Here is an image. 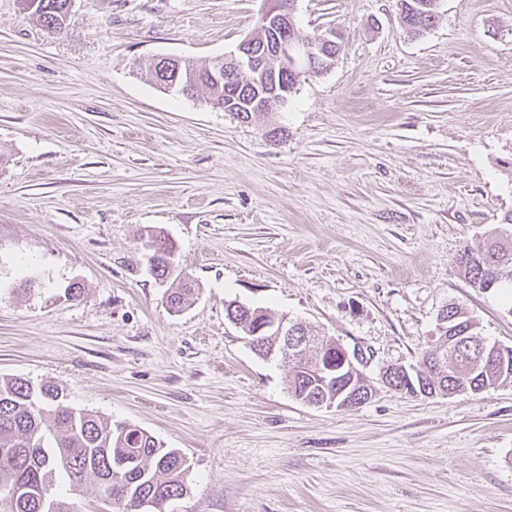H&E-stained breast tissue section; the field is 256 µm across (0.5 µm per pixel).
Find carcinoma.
Wrapping results in <instances>:
<instances>
[{
  "mask_svg": "<svg viewBox=\"0 0 512 512\" xmlns=\"http://www.w3.org/2000/svg\"><path fill=\"white\" fill-rule=\"evenodd\" d=\"M27 11L50 34L61 32L69 14V0H26ZM405 14V29L418 35L434 26L438 5L434 0H399ZM224 67V60L183 59L171 67L151 62L145 76L156 85L191 82L196 93L206 91V101L224 102V85L210 82L209 71ZM147 247L157 261V276L171 277L173 242L159 231L148 237ZM459 265L473 288H512V241L494 238L484 250L464 247ZM167 305L181 311L191 304L195 284L175 277ZM271 307L242 308L228 304L226 316L247 329ZM472 318L462 308L448 310V334L458 336ZM317 354L296 360L290 372L289 391L298 399H313L321 393L306 369ZM475 358L467 349L449 355L448 391L463 386L495 388L512 380V368L504 371L490 364L474 372ZM190 465L178 450L131 424H114L86 410L73 408L64 392L53 384L34 385L23 378H0V512H76L65 495L77 491L87 479L97 490L112 482V512H138L137 505L149 498L152 512H169L168 504L186 495Z\"/></svg>",
  "mask_w": 512,
  "mask_h": 512,
  "instance_id": "carcinoma-1",
  "label": "carcinoma"
}]
</instances>
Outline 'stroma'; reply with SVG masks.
<instances>
[{
	"label": "stroma",
	"mask_w": 512,
	"mask_h": 512,
	"mask_svg": "<svg viewBox=\"0 0 512 512\" xmlns=\"http://www.w3.org/2000/svg\"><path fill=\"white\" fill-rule=\"evenodd\" d=\"M262 5L74 0L52 35L0 0V378L179 450L171 512H512V384L309 406L225 316L273 306L373 379L418 363L452 302L512 346V296L456 261L512 213V0H441L420 36L397 0H296V36L342 50L246 121L141 78L234 51ZM151 229L200 287L182 312ZM173 245L174 243L162 231L152 233L148 237L147 247L152 251V256H154L155 260L158 261L157 277L167 279L172 275L170 254Z\"/></svg>",
	"instance_id": "stroma-1"
}]
</instances>
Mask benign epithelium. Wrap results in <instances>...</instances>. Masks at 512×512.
<instances>
[{
    "label": "benign epithelium",
    "mask_w": 512,
    "mask_h": 512,
    "mask_svg": "<svg viewBox=\"0 0 512 512\" xmlns=\"http://www.w3.org/2000/svg\"><path fill=\"white\" fill-rule=\"evenodd\" d=\"M265 8L261 14L257 31L245 38L235 51L224 55V71H215L214 79H224V84L234 81L238 73L253 76L254 98L249 105L250 112H276L294 89L277 84V73L291 71L311 72L318 69L321 48L334 45L339 40L337 31L331 30L317 37L301 39L288 35L294 29L293 10L296 0H264ZM446 319L438 320V337L429 351L427 360L416 365H390L380 373V383L393 391L409 396L429 395L438 389V378L447 375L448 346L451 342L459 347L473 346L477 361H487L495 351L489 349L480 336H454L445 339ZM288 316L272 313L258 320L251 327L247 341L251 347L263 345L266 338L273 336L280 347H272L266 359L273 358L279 350L289 349L303 353L316 347V339L308 335L301 336L295 327H288ZM338 356L336 382L342 387L335 396L318 397V405L335 407L339 410L355 408L369 401L375 390L369 381L357 371L356 359L343 345L335 343Z\"/></svg>",
    "instance_id": "1"
}]
</instances>
